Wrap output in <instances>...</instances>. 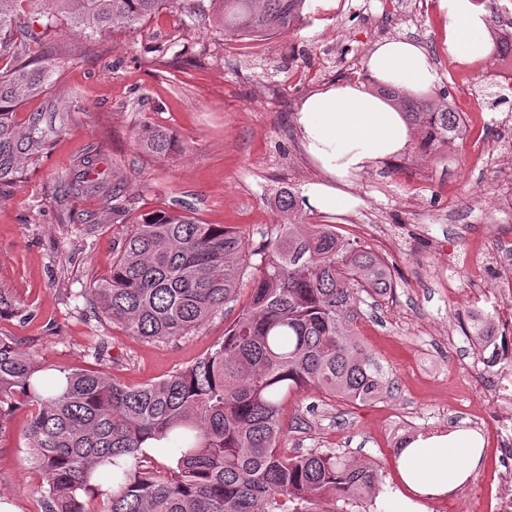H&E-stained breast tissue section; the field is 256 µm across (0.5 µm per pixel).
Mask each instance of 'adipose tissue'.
Returning a JSON list of instances; mask_svg holds the SVG:
<instances>
[{"instance_id": "adipose-tissue-1", "label": "adipose tissue", "mask_w": 512, "mask_h": 512, "mask_svg": "<svg viewBox=\"0 0 512 512\" xmlns=\"http://www.w3.org/2000/svg\"><path fill=\"white\" fill-rule=\"evenodd\" d=\"M444 23V45L451 62L469 66L492 54L489 13L475 0H437ZM366 79L316 89L295 114L302 148L316 181L306 186V204L329 215L354 214L361 200L354 189L369 171L406 155L413 131L405 114L378 87L394 85L429 92L439 77L427 51L406 40L374 42L363 59ZM484 441L457 430L420 438L397 458L404 512H419L422 498L444 497L464 485L484 459Z\"/></svg>"}]
</instances>
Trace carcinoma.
I'll return each mask as SVG.
<instances>
[{"label":"carcinoma","mask_w":512,"mask_h":512,"mask_svg":"<svg viewBox=\"0 0 512 512\" xmlns=\"http://www.w3.org/2000/svg\"><path fill=\"white\" fill-rule=\"evenodd\" d=\"M0 0V187L13 183L62 131L57 117L16 118L43 92L49 70L19 59L35 36L17 25L18 5ZM224 30L241 38L280 35L306 19V0H210ZM163 0H47L45 27L69 21L101 34L132 28ZM386 95L405 112L420 147L438 149L465 130L449 103L398 88ZM139 148L165 158L169 132L142 124ZM73 174L63 197L100 191ZM275 205L288 223L271 224L254 244L231 226L204 224L180 212L147 214L112 244V273L78 296L83 313L100 316L144 341L189 336L224 307L247 300L224 339L185 369L131 387L102 370L76 368L57 390L53 366L15 337L0 336V431L21 407L29 462L40 474L42 512H370L379 468L336 449L284 448V402L302 390L366 403L386 394L382 372L361 343L364 297L394 290L383 257L344 238L332 224H305L296 193L281 188ZM248 281H243L244 277ZM24 308L0 290V319ZM174 449L159 469L144 444ZM105 468L111 491L91 484Z\"/></svg>","instance_id":"carcinoma-1"}]
</instances>
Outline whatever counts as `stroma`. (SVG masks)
Instances as JSON below:
<instances>
[{"label":"stroma","instance_id":"stroma-1","mask_svg":"<svg viewBox=\"0 0 512 512\" xmlns=\"http://www.w3.org/2000/svg\"><path fill=\"white\" fill-rule=\"evenodd\" d=\"M195 8V0H165L149 21L95 37L70 23L44 32L32 8L22 11L36 32L24 52L44 60L50 77L17 118L52 105L65 124L19 181L0 189V289L29 314L0 319V333L55 368L98 367L128 386L192 364L222 340L233 311L192 335L153 343L83 315L78 293L109 275L113 241L158 209L259 240L268 225L286 220L273 204L276 190L302 192L317 176L296 131L298 103L319 87L363 77L372 43L420 42L439 75L432 96L447 92L464 113L471 95L485 102L477 125L491 153L477 157L466 140L435 152L414 146L360 180L355 214L334 221L304 209L306 223H335L392 271L395 290L365 307L361 334L392 390L367 403L304 391L282 414L286 448H333L376 462L382 490L372 512H393L400 442L475 427L469 399L495 374L472 338L476 307L466 300L482 279L462 258L479 250L512 261V206L494 203L512 181V107L494 105L489 64L463 70L449 62L435 0H310L308 24L262 40L231 36ZM145 122L173 135L174 154L156 158L136 146L133 133ZM90 147L98 153L90 179L126 187L125 223H113L105 197H55ZM99 341L107 348L100 361L87 353ZM26 420V411H17L0 430V496L11 497L19 512H41L33 493L40 475L28 465L21 436ZM509 466L512 455L486 444L483 468L453 496L424 501L425 512H477V483Z\"/></svg>","mask_w":512,"mask_h":512}]
</instances>
